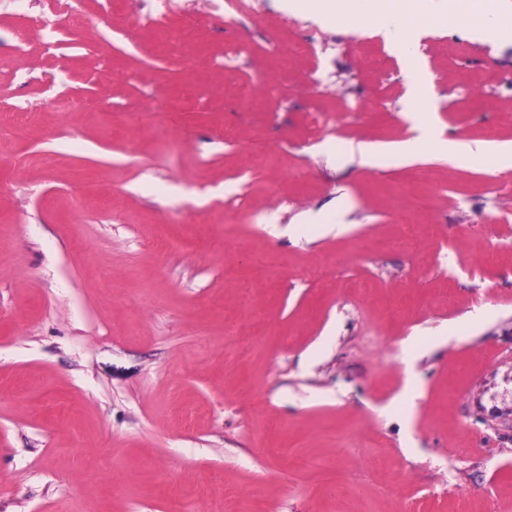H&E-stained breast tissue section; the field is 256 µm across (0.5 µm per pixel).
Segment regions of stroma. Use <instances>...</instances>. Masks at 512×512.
<instances>
[{"mask_svg":"<svg viewBox=\"0 0 512 512\" xmlns=\"http://www.w3.org/2000/svg\"><path fill=\"white\" fill-rule=\"evenodd\" d=\"M419 54L414 103L283 0H0V512H512V168L358 151L512 142V41ZM416 114L405 113V117L411 123V128L416 134L406 141L386 148L403 157H411L419 153L425 145H430L442 153H452L455 150L454 143L442 139L438 128L432 122H418Z\"/></svg>","mask_w":512,"mask_h":512,"instance_id":"35a3bbf8","label":"stroma"}]
</instances>
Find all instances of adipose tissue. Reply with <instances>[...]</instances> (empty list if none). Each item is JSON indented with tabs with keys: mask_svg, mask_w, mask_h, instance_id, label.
I'll use <instances>...</instances> for the list:
<instances>
[{
	"mask_svg": "<svg viewBox=\"0 0 512 512\" xmlns=\"http://www.w3.org/2000/svg\"><path fill=\"white\" fill-rule=\"evenodd\" d=\"M288 8L315 22L363 26L366 34L381 37L386 45L398 48L409 70V92L414 96L434 93L416 53L430 29L444 30L453 22L471 40L512 36V8H506L504 0H288ZM407 119L413 135L393 144L395 153L410 157L427 145L443 153L454 151V143L442 139L433 123L418 121L412 112Z\"/></svg>",
	"mask_w": 512,
	"mask_h": 512,
	"instance_id": "obj_1",
	"label": "adipose tissue"
}]
</instances>
